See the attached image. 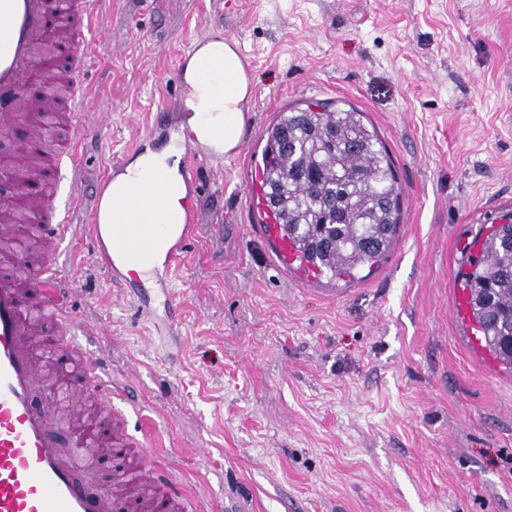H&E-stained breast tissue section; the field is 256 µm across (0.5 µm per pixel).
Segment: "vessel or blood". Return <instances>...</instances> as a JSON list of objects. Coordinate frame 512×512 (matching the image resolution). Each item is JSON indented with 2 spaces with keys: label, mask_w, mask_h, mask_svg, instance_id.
I'll list each match as a JSON object with an SVG mask.
<instances>
[{
  "label": "vessel or blood",
  "mask_w": 512,
  "mask_h": 512,
  "mask_svg": "<svg viewBox=\"0 0 512 512\" xmlns=\"http://www.w3.org/2000/svg\"><path fill=\"white\" fill-rule=\"evenodd\" d=\"M102 0H0V133H9L18 114H26L30 135L19 153L37 155L50 148L57 171L52 190L0 198V245L11 248V261L22 278L0 277V512H115L118 500L107 491L91 492L87 451L105 443L112 430L128 448L133 464L126 474L131 484L146 488V512H211L208 502L190 496L176 480L174 460L164 453L144 455L139 441L125 432L138 395L131 382L113 377L107 358H89L84 379L94 396L123 400L114 409L111 426L97 419L82 421L63 442L57 404L38 362L37 351L63 347L76 351L75 331L91 338L106 334L96 321L76 316L71 288L79 269L61 260L63 244L87 236L94 244L95 262L111 275L113 298L132 302L154 331L168 338L181 334L182 302L173 284L179 260L203 220L197 205H189L183 224H125L115 243H106L97 216L101 182H91L78 155L81 144L96 136L89 121L90 94L83 82L87 50L100 30ZM43 84L41 97H27L30 85ZM186 179H197L200 167L221 156L185 135ZM93 221L76 223L79 208ZM257 233L272 244L270 257L284 275L300 272L298 252L282 235L270 211H263ZM172 235L163 259L153 257L155 239ZM134 250L148 261L164 317H157L152 299L120 264L117 254Z\"/></svg>",
  "instance_id": "1"
}]
</instances>
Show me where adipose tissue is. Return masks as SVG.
<instances>
[{
	"instance_id": "adipose-tissue-1",
	"label": "adipose tissue",
	"mask_w": 512,
	"mask_h": 512,
	"mask_svg": "<svg viewBox=\"0 0 512 512\" xmlns=\"http://www.w3.org/2000/svg\"><path fill=\"white\" fill-rule=\"evenodd\" d=\"M183 81L189 92L184 101V127L196 140L216 151L231 152L241 139L251 108L250 80L235 47L223 37L206 41L187 61ZM181 150L169 144L160 151L135 156L111 179L101 202L99 220L114 223L112 200L133 185L156 189L157 201L132 209L136 223L180 224L185 218L186 184L181 174Z\"/></svg>"
}]
</instances>
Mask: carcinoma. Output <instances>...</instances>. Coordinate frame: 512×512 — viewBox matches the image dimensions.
I'll return each mask as SVG.
<instances>
[{
    "mask_svg": "<svg viewBox=\"0 0 512 512\" xmlns=\"http://www.w3.org/2000/svg\"><path fill=\"white\" fill-rule=\"evenodd\" d=\"M265 203L303 260L331 280L354 281L380 265L400 224L393 162L354 108L305 102L266 129ZM483 259L461 273L482 346L512 372V215L481 245Z\"/></svg>",
    "mask_w": 512,
    "mask_h": 512,
    "instance_id": "cac0c4a2",
    "label": "carcinoma"
}]
</instances>
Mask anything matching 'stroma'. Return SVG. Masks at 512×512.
<instances>
[{
	"mask_svg": "<svg viewBox=\"0 0 512 512\" xmlns=\"http://www.w3.org/2000/svg\"><path fill=\"white\" fill-rule=\"evenodd\" d=\"M89 51L90 167L180 137L178 80L203 31L253 62L238 155L200 169L206 221L177 287L182 337L144 341L83 242L89 343L132 376L152 437L214 512H512V375L471 343L458 280L512 214V0H107ZM354 107L402 187V223L351 290L283 278L252 226L265 130L285 108Z\"/></svg>",
	"mask_w": 512,
	"mask_h": 512,
	"instance_id": "obj_1",
	"label": "stroma"
}]
</instances>
